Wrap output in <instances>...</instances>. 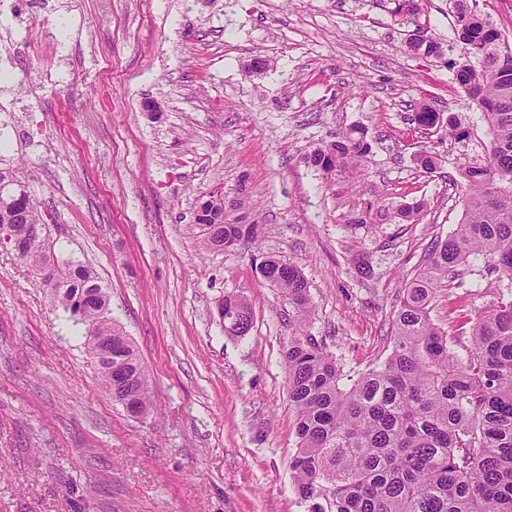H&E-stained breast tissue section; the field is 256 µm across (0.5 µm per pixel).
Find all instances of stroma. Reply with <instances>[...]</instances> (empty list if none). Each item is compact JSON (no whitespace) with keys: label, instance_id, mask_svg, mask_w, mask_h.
Returning a JSON list of instances; mask_svg holds the SVG:
<instances>
[{"label":"stroma","instance_id":"1","mask_svg":"<svg viewBox=\"0 0 512 512\" xmlns=\"http://www.w3.org/2000/svg\"><path fill=\"white\" fill-rule=\"evenodd\" d=\"M391 0H0V169L24 167L56 257L96 269L154 407L105 393L52 289L0 243V512H308L283 353L296 314L253 260L301 268L306 324L357 375L381 363L404 284L462 218L488 124L443 60L405 52ZM54 28L37 36L34 20ZM418 25L463 52L448 0ZM267 61L253 70L254 59ZM158 109L145 111L146 102ZM439 115L418 124L419 104ZM465 131L457 140L449 126ZM372 146L358 186L306 155L347 129ZM437 157L433 172L419 158ZM246 187L258 241L202 253L199 198ZM419 220L399 223L403 205ZM373 268L363 278L356 257ZM488 261L443 288L459 328L497 298ZM249 303L224 333V293Z\"/></svg>","mask_w":512,"mask_h":512}]
</instances>
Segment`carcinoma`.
I'll return each instance as SVG.
<instances>
[{
  "instance_id": "cac0c4a2",
  "label": "carcinoma",
  "mask_w": 512,
  "mask_h": 512,
  "mask_svg": "<svg viewBox=\"0 0 512 512\" xmlns=\"http://www.w3.org/2000/svg\"><path fill=\"white\" fill-rule=\"evenodd\" d=\"M394 21L415 22L422 0H393ZM464 61L448 59L455 80L487 117L489 159L463 172L467 182L461 222L435 242L405 283L392 320L386 359L343 386L341 366L314 337L298 333L284 363L297 446L290 462L294 488L309 512H512V46L478 10L477 0H453ZM417 56L442 58V43L406 41ZM475 59L478 66L470 64ZM371 146L352 127L314 148L307 163L326 176L356 170ZM200 246L226 251L254 238L250 224H216L194 216ZM43 216L31 202L21 171L0 170V241L52 283V303L85 326L86 351L95 358L112 337V359L97 364L112 401L152 407V382L137 351L108 317L109 297L91 269L52 262ZM474 256L494 261L498 298L465 320L470 353L458 359L448 331L432 319L438 288ZM262 280L288 299L300 316L312 313L300 269L276 256L255 265ZM253 323L247 301L224 295V333L246 335Z\"/></svg>"
}]
</instances>
